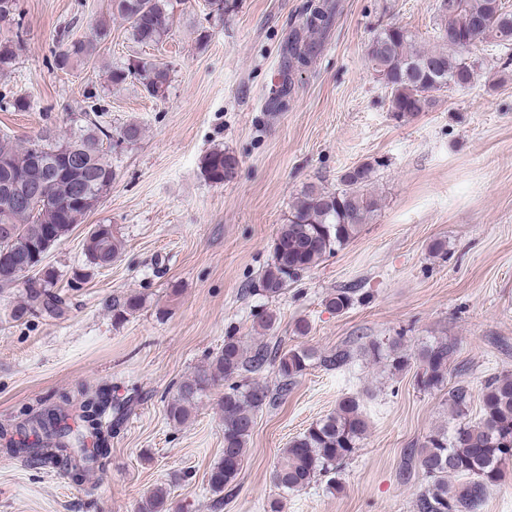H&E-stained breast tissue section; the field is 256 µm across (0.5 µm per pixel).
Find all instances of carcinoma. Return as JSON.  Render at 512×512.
I'll return each mask as SVG.
<instances>
[{
  "label": "carcinoma",
  "instance_id": "obj_1",
  "mask_svg": "<svg viewBox=\"0 0 512 512\" xmlns=\"http://www.w3.org/2000/svg\"><path fill=\"white\" fill-rule=\"evenodd\" d=\"M168 0H112V14L131 24L135 41L143 46L162 42L170 31ZM338 4L320 0L307 5L302 16V34L288 44V62L306 65L319 54L323 39L332 25ZM440 21L438 45L416 48L412 35L402 26L378 31L366 48V60L389 91V110L397 120H406L425 111L430 93L449 85L465 87L475 80V65L468 53L488 38L507 49L512 45V13L502 0H437ZM109 35L101 22L86 35L58 41L53 51L54 68L67 73L76 65L96 58L100 44ZM18 45L0 41V78L14 70ZM171 79L167 64L149 57H134L108 71V82L120 86L137 82L143 92L157 97ZM143 134L136 123L112 131L91 120L67 138L42 134L18 145L11 138L0 139V190L7 184L29 186L38 192L24 205L0 196V288L23 284L21 301L14 309L16 320L26 315L48 313L61 316L67 302L58 292L57 271L45 264L48 251L85 223L112 189L117 173L107 159L112 141L123 139L126 146L136 144ZM237 157L222 147L210 149L201 159L206 181L224 184L235 174ZM373 168L366 164L342 174L343 188L334 192L310 185L293 204L286 224L272 244V261L260 274L254 292L266 298L280 297L288 285L318 267L347 245L360 232L376 207V200L365 192ZM120 241L110 224H94L83 243L87 268L73 272L78 281L87 270L112 265L119 254ZM27 273L20 280L19 272ZM354 288H339L327 297L336 312L349 309ZM143 305L136 293L112 300V319L122 321ZM401 339L391 341L388 358L395 370L407 366L401 353ZM456 353V343L434 341L418 354L417 383L424 391L444 386L448 363ZM327 370L340 369L351 359L345 348L316 354L310 348L273 349L266 343L247 346L237 336L224 337V346L207 367L183 378L166 407L167 420L183 424L191 417L197 402L220 382L248 378L269 365L276 366L275 389L256 381L230 385L219 400L224 415V452L208 477L210 489L221 493L239 475L245 462L247 441L255 425L256 413L286 398L295 379L313 359ZM81 418L86 431H74L56 424L65 415L44 409L25 418L18 426L30 431L37 442L22 444L8 440L7 451L42 466H63L85 475L104 468L110 454L107 440L112 424L106 418L112 408L99 394L77 391ZM472 398L470 389L459 385L448 391V402L457 417L466 415ZM368 422L358 400H342L336 412L312 424L291 440L273 471L276 486L298 492L318 475H335L360 447ZM101 441V446L86 448V435ZM408 467L420 471L427 480L417 495V512H478L487 486L501 482L506 467L512 464V377L488 378L482 391V416L477 423L461 421L452 431L438 429L418 448L407 453ZM463 476L466 482L455 486L449 478ZM169 493L155 489L148 498V512H167Z\"/></svg>",
  "mask_w": 512,
  "mask_h": 512
}]
</instances>
